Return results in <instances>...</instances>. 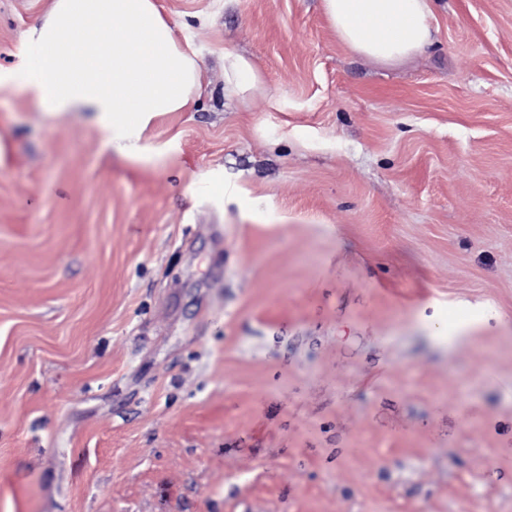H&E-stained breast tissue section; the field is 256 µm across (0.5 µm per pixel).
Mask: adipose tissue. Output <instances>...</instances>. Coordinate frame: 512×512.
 Wrapping results in <instances>:
<instances>
[{
	"mask_svg": "<svg viewBox=\"0 0 512 512\" xmlns=\"http://www.w3.org/2000/svg\"><path fill=\"white\" fill-rule=\"evenodd\" d=\"M338 41L381 66H394L435 41L433 0H321ZM224 96L248 102L263 83L253 59L225 51ZM199 51L178 36L160 0H47L0 93L23 90L55 117L90 118L121 159L164 158L141 140L152 121L189 112L201 93Z\"/></svg>",
	"mask_w": 512,
	"mask_h": 512,
	"instance_id": "obj_1",
	"label": "adipose tissue"
}]
</instances>
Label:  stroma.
<instances>
[{"instance_id":"obj_1","label":"stroma","mask_w":512,"mask_h":512,"mask_svg":"<svg viewBox=\"0 0 512 512\" xmlns=\"http://www.w3.org/2000/svg\"><path fill=\"white\" fill-rule=\"evenodd\" d=\"M160 2L206 70L163 165L0 95V512H512V0L396 67L321 0ZM224 98L246 103L263 83L262 74L253 59L244 54L225 50Z\"/></svg>"}]
</instances>
